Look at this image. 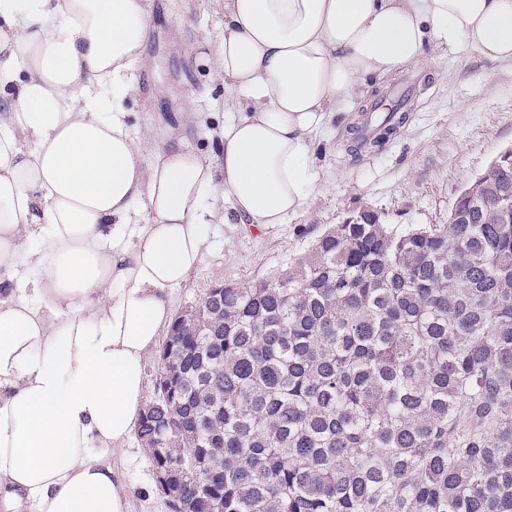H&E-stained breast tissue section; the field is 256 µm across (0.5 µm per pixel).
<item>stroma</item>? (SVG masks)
<instances>
[{"instance_id":"obj_1","label":"stroma","mask_w":512,"mask_h":512,"mask_svg":"<svg viewBox=\"0 0 512 512\" xmlns=\"http://www.w3.org/2000/svg\"><path fill=\"white\" fill-rule=\"evenodd\" d=\"M152 19L149 46L132 72L142 84L126 122L144 155L160 147L175 112L193 123L178 129L187 148L213 153L224 136V86L199 57L224 33L223 0H144ZM408 93L406 118L382 147L361 144L367 108ZM151 140H144L145 129ZM512 147V66L481 57L466 44L428 53L351 101L316 137L319 182L306 207L285 223L216 224L203 263L170 288L173 311L202 301L218 280L249 284L297 262L331 225L370 209L386 224H444L458 193ZM131 493V512H172L158 491L153 462L137 438L112 458Z\"/></svg>"}]
</instances>
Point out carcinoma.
<instances>
[{"instance_id":"carcinoma-1","label":"carcinoma","mask_w":512,"mask_h":512,"mask_svg":"<svg viewBox=\"0 0 512 512\" xmlns=\"http://www.w3.org/2000/svg\"><path fill=\"white\" fill-rule=\"evenodd\" d=\"M136 436L174 512H512V150L178 315Z\"/></svg>"}]
</instances>
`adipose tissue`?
<instances>
[{
    "label": "adipose tissue",
    "instance_id": "obj_1",
    "mask_svg": "<svg viewBox=\"0 0 512 512\" xmlns=\"http://www.w3.org/2000/svg\"><path fill=\"white\" fill-rule=\"evenodd\" d=\"M150 29L143 0H0V512H128L112 456L212 225L302 210L315 135L432 46L512 64V0H224L222 161L148 160L125 103Z\"/></svg>",
    "mask_w": 512,
    "mask_h": 512
}]
</instances>
